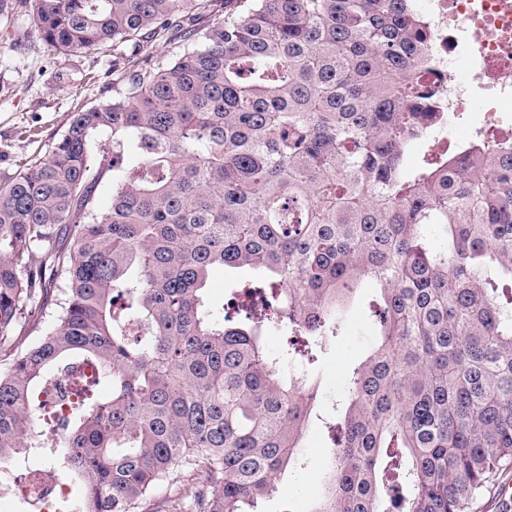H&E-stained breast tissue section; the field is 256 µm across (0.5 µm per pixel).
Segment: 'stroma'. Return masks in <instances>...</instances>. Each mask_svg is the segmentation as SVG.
<instances>
[{
  "label": "stroma",
  "instance_id": "obj_1",
  "mask_svg": "<svg viewBox=\"0 0 512 512\" xmlns=\"http://www.w3.org/2000/svg\"><path fill=\"white\" fill-rule=\"evenodd\" d=\"M125 65L108 48L76 62L47 53L19 0H0V181L14 176L27 157L59 137L72 112L111 98L113 74ZM374 294V289H360L347 308L340 334L323 344L320 365L313 372L323 413H331L341 400L348 369L375 341L367 309ZM328 444L324 428L312 423L303 442V468L278 479L276 493L261 501V512H305L326 469Z\"/></svg>",
  "mask_w": 512,
  "mask_h": 512
}]
</instances>
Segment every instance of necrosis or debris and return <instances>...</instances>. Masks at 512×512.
I'll use <instances>...</instances> for the list:
<instances>
[{"label": "necrosis or debris", "mask_w": 512, "mask_h": 512, "mask_svg": "<svg viewBox=\"0 0 512 512\" xmlns=\"http://www.w3.org/2000/svg\"><path fill=\"white\" fill-rule=\"evenodd\" d=\"M419 7L431 23L436 59L422 79L439 89L449 123L465 117L503 130L504 115H512V0H419ZM14 493L47 512L69 489L40 467L28 469Z\"/></svg>", "instance_id": "necrosis-or-debris-1"}]
</instances>
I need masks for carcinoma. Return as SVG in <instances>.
<instances>
[{"mask_svg": "<svg viewBox=\"0 0 512 512\" xmlns=\"http://www.w3.org/2000/svg\"><path fill=\"white\" fill-rule=\"evenodd\" d=\"M212 2L20 0L49 50L130 58L0 182V351L52 320L0 372V461L41 453L77 486L66 512H149L170 490L184 512H258L302 467L320 394L265 332L314 368L369 279L377 339L309 512H474L512 468V138L432 153L448 113L420 79L416 0H224L196 26ZM169 30L189 44L163 62L147 43ZM218 267L265 272L242 291L272 308L212 309ZM75 361L94 378L47 436L34 398ZM49 329L50 322L47 320L40 323L30 322L26 324L15 343L16 351L18 353L23 352L33 344L37 343L43 336H46Z\"/></svg>", "mask_w": 512, "mask_h": 512, "instance_id": "obj_1", "label": "carcinoma"}]
</instances>
